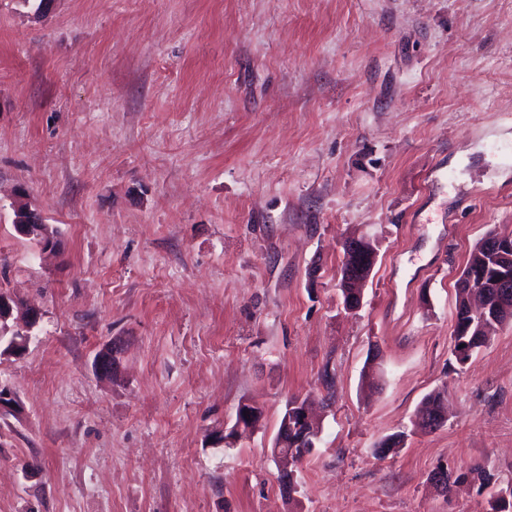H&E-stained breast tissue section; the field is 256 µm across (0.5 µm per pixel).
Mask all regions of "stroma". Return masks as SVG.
<instances>
[{
  "label": "stroma",
  "instance_id": "obj_1",
  "mask_svg": "<svg viewBox=\"0 0 512 512\" xmlns=\"http://www.w3.org/2000/svg\"><path fill=\"white\" fill-rule=\"evenodd\" d=\"M22 201L58 252L15 232ZM491 230L512 0H0V291L41 313L0 355V512H491L479 479L431 481L512 482V322L451 354ZM351 235L377 248L354 314ZM433 392L447 422L414 429ZM294 397L321 433L289 500ZM244 402L260 424L215 444Z\"/></svg>",
  "mask_w": 512,
  "mask_h": 512
}]
</instances>
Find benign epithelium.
<instances>
[{"label":"benign epithelium","mask_w":512,"mask_h":512,"mask_svg":"<svg viewBox=\"0 0 512 512\" xmlns=\"http://www.w3.org/2000/svg\"><path fill=\"white\" fill-rule=\"evenodd\" d=\"M14 228L18 234L36 243L42 251H53L58 248L56 235L45 224L43 215L28 205H20L15 209ZM483 251L491 254L497 262L496 272L477 279L470 271H463L459 278L464 287L470 289L468 295L469 309L476 318L477 333L486 335L491 324L499 321L505 297L509 294L507 287L512 285V234L497 235L484 246ZM19 302L7 295L0 296V346L6 352H17L24 349L30 339V331L39 320V313L28 310L25 319L11 329L8 321ZM97 372L106 377L112 376L118 369L117 349L106 346L101 349L95 359ZM258 408L250 403L239 405L236 421L227 434L220 436L223 443L229 444L239 434L257 427ZM279 446L275 448V459L280 474V486L287 497L297 492L295 482V466L290 454L282 451L284 438L278 437Z\"/></svg>","instance_id":"benign-epithelium-1"}]
</instances>
